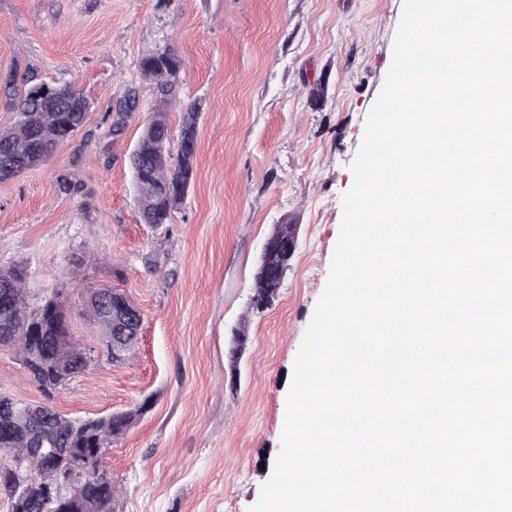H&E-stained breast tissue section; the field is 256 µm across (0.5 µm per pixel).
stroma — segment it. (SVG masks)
Wrapping results in <instances>:
<instances>
[{
    "mask_svg": "<svg viewBox=\"0 0 512 512\" xmlns=\"http://www.w3.org/2000/svg\"><path fill=\"white\" fill-rule=\"evenodd\" d=\"M404 0H0V78L71 84L91 109L42 166L0 182V267L24 264L31 307L72 302L91 366L45 394L0 349V393L72 419L151 408L103 465L116 512H247L282 448L293 365L331 272L341 196L390 68ZM173 44L176 100L202 106L194 180L171 223H141L129 154L158 101L140 57ZM139 86L113 132V104ZM68 174L77 192L60 193ZM297 250L272 305L250 310L275 225ZM120 288L143 322L112 362L81 296ZM248 341L232 357L233 338Z\"/></svg>",
    "mask_w": 512,
    "mask_h": 512,
    "instance_id": "stroma-1",
    "label": "stroma"
}]
</instances>
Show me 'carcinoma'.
Instances as JSON below:
<instances>
[{
  "label": "carcinoma",
  "mask_w": 512,
  "mask_h": 512,
  "mask_svg": "<svg viewBox=\"0 0 512 512\" xmlns=\"http://www.w3.org/2000/svg\"><path fill=\"white\" fill-rule=\"evenodd\" d=\"M183 59L169 44L144 54L139 61V83L153 87L159 97L144 126L136 148L129 156L139 193V219L159 226L170 223L185 201L194 176L197 125L201 104L183 106L176 149H171L165 106L175 99ZM5 101L18 114L15 125L0 133V182L43 165L57 145L84 122L90 108L87 98L71 85H51L36 96L32 87L4 82ZM139 103V88L129 87L116 103L118 115H130ZM23 265L0 268V348L15 347L29 376L46 393L56 391L89 366L86 349L70 333L67 299L55 294L36 309L26 301ZM100 300L93 307L94 321L112 360L130 357L139 340L140 310L119 288H101L90 295ZM147 409L143 403L131 410L103 417L70 419L45 404H25L0 394V490L13 499L18 485L14 466L21 463L31 486L28 512H48L41 491L53 488L69 454L82 452L87 464L103 469L102 459L112 443L124 437ZM116 489L112 481L80 482L68 487L64 512H113Z\"/></svg>",
  "instance_id": "obj_1"
}]
</instances>
